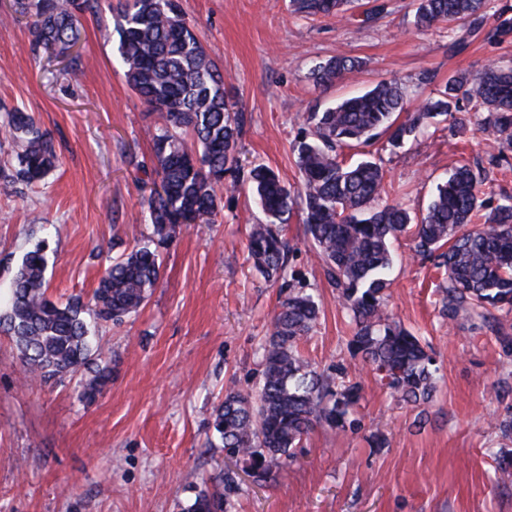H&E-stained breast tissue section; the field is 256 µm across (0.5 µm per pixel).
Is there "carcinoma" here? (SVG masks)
<instances>
[{"mask_svg": "<svg viewBox=\"0 0 512 512\" xmlns=\"http://www.w3.org/2000/svg\"><path fill=\"white\" fill-rule=\"evenodd\" d=\"M307 16L342 17L352 0H292ZM414 25L428 29L446 22L479 34L486 0H416ZM33 19L35 46L46 50L74 45L79 16L96 0H17ZM124 76L135 94L164 123L152 134L157 188L143 199L152 237L137 242L103 272L92 298L66 302L47 294L44 247L27 251L15 269L11 295L0 312V331L20 353L25 375L48 382L80 376L79 398L94 402L112 381V367L100 362L91 324H120L157 287L161 264L157 247L173 240L182 224L216 214V187L240 171V124L224 96V75L183 17L177 0H130L115 26ZM361 68L355 58L337 55L311 72L318 86H329ZM404 91L382 81L334 106L307 113L309 132L293 144L300 173L297 189L286 187L273 169L253 165L246 183L265 221L251 225L248 253L270 280H283L288 295L275 314L262 346V381L253 393L235 387L212 415L211 427L224 449L260 479L288 464L291 450L315 427L341 431L361 399V384L343 368L334 374L314 370L298 347L320 314L314 295L286 280L289 246L283 237L295 208L304 213L305 232L323 264L328 282L341 292L351 312L352 358L370 364L380 384L406 402L426 401L435 389V360L429 345L390 318L386 291L396 263L392 241L411 234L414 252L436 260L444 270L442 314L453 323L462 314L490 322L492 311L512 313V197L494 201L491 178L469 164L454 168L437 186L427 209L414 214L385 202L384 171L372 157L345 165L336 149L367 145L382 133L393 146L415 141L442 117L458 133L476 131L499 149H512V66L491 67L475 77L448 78L437 96L422 102L402 123ZM480 116L474 121L472 117ZM1 127L18 144L13 179L42 181L58 156L51 138L21 109ZM224 491H200L186 512H228L239 490L227 471Z\"/></svg>", "mask_w": 512, "mask_h": 512, "instance_id": "obj_1", "label": "carcinoma"}]
</instances>
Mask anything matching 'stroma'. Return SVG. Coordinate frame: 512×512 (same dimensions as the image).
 <instances>
[{"mask_svg":"<svg viewBox=\"0 0 512 512\" xmlns=\"http://www.w3.org/2000/svg\"><path fill=\"white\" fill-rule=\"evenodd\" d=\"M353 0L345 18L303 17L290 0H178L186 21L224 74L244 164L272 168L290 188L292 152L311 107L325 108L383 80L401 82L405 110L443 88L449 75L512 65V33L487 32L454 48L447 24H413L415 0ZM0 0V119L23 109L52 138L59 165L37 185L11 180L14 141L0 136V305L23 254L46 247L48 294L90 298L104 268L151 233L142 183L152 168L157 112L127 85L115 21L127 0H97L80 18L79 40L64 51H33L31 20ZM336 55L360 70L319 87L311 69ZM431 82H421L422 73ZM390 196L425 209L436 185L459 164L480 166L495 190L512 195V150L447 123L419 140L370 146ZM262 215L245 191L219 194L210 223L180 226L160 251L161 279L146 304L118 326L100 328L99 351L112 381L93 403L77 378L24 383L19 353L0 333V512H185L224 468L209 422L228 386L254 391L260 351L286 293L253 269L249 226ZM285 236L289 270L318 296L320 318L300 345L318 372L353 370L363 387L356 431L315 428L277 478L239 476L231 512H512V477L492 451L512 450L498 423L512 413V313L474 328L441 313V270L412 258L413 241L393 243L404 261L387 309L433 351L432 398L413 404L382 387L371 366L352 359L349 310L327 281L300 216Z\"/></svg>","mask_w":512,"mask_h":512,"instance_id":"stroma-1","label":"stroma"}]
</instances>
